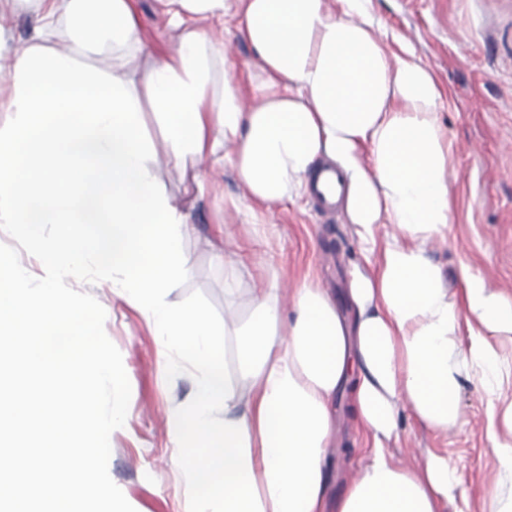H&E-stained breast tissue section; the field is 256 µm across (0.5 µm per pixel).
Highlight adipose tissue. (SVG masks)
Returning a JSON list of instances; mask_svg holds the SVG:
<instances>
[{
	"label": "adipose tissue",
	"instance_id": "obj_1",
	"mask_svg": "<svg viewBox=\"0 0 512 512\" xmlns=\"http://www.w3.org/2000/svg\"><path fill=\"white\" fill-rule=\"evenodd\" d=\"M244 0L242 32L259 62L257 103L242 109L223 44L202 21L227 0H162L177 47L147 50L133 0H42L23 52L0 42V224L44 275L0 254V512H93L117 495L99 477L125 414L124 375L85 373L87 312L58 280L104 273L194 384L170 408L173 443L195 490L191 512H446L467 497L448 458L398 464L388 451L403 414L436 436L465 424V382L486 392L496 477L483 512H512V298L460 264L458 291L429 246L453 217L442 90L411 47L388 58L371 0ZM157 134H150V126ZM215 157L265 210L308 194L321 164L343 176L341 205L364 265L350 315L303 280L283 312L276 285L251 290L253 315L224 327L167 303L191 272L181 242L189 206L161 165L196 192ZM395 235L378 241V225ZM235 340L227 374L224 336ZM112 408L104 410V393ZM369 444L358 478L328 500L337 394ZM223 408L224 421L213 413Z\"/></svg>",
	"mask_w": 512,
	"mask_h": 512
}]
</instances>
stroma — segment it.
Wrapping results in <instances>:
<instances>
[{
  "label": "stroma",
  "mask_w": 512,
  "mask_h": 512,
  "mask_svg": "<svg viewBox=\"0 0 512 512\" xmlns=\"http://www.w3.org/2000/svg\"><path fill=\"white\" fill-rule=\"evenodd\" d=\"M370 14L388 38L387 53L411 45L416 62L443 90L440 121L452 144L456 203L448 239L434 241L431 256L449 270L468 263L490 288L512 295V0H372ZM239 23L231 13L208 22L206 30L227 45L242 105L249 108L256 103L251 82L260 70L237 31ZM199 168L209 188L197 198L193 230L182 242L193 270L168 296L170 305L202 307L220 326L230 304L240 318H249L250 291L265 281L291 288L307 277L345 304L350 272L361 256L344 213L322 215L306 196L268 211L265 220L274 235L258 239L246 206H224L239 195L229 167L208 157ZM225 255L246 265L241 288L231 298L224 294ZM60 290L96 315L90 364L113 363L125 374V419L113 431L102 464L104 478L119 486L120 495L105 502L102 512H190L193 492L167 420L169 409L190 391L191 374L167 372V350L138 311L113 298L108 278L79 275L62 281ZM461 404L463 429L436 437L408 420L392 452L397 461L414 464L424 449H442L472 491L493 475L492 439L484 394L466 385ZM334 408L338 445L331 450V498L358 477L367 448L346 397L338 396Z\"/></svg>",
  "instance_id": "stroma-1"
}]
</instances>
